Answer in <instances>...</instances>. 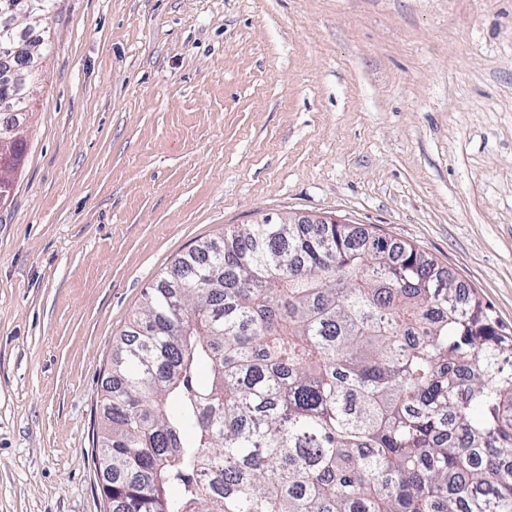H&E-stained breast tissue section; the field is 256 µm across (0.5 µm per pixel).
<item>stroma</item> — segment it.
Instances as JSON below:
<instances>
[{"instance_id":"obj_1","label":"stroma","mask_w":512,"mask_h":512,"mask_svg":"<svg viewBox=\"0 0 512 512\" xmlns=\"http://www.w3.org/2000/svg\"><path fill=\"white\" fill-rule=\"evenodd\" d=\"M0 206V512H107L113 346L264 217L415 245L512 332V0H56Z\"/></svg>"}]
</instances>
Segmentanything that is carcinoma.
<instances>
[{"label": "carcinoma", "instance_id": "cac0c4a2", "mask_svg": "<svg viewBox=\"0 0 512 512\" xmlns=\"http://www.w3.org/2000/svg\"><path fill=\"white\" fill-rule=\"evenodd\" d=\"M35 2L10 61L29 86L54 8ZM29 106L0 92V128ZM178 264L112 356V512H512V334L427 254L245 224Z\"/></svg>", "mask_w": 512, "mask_h": 512}]
</instances>
